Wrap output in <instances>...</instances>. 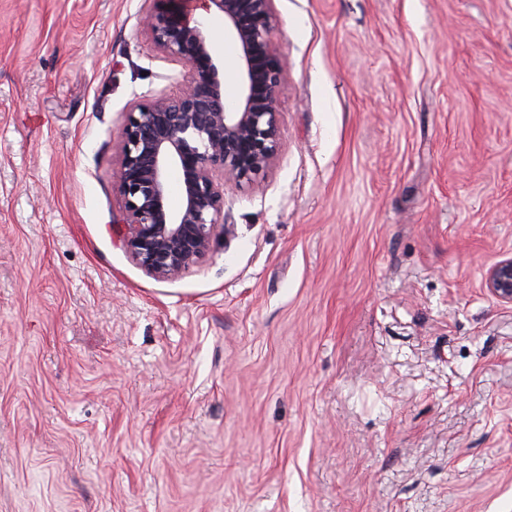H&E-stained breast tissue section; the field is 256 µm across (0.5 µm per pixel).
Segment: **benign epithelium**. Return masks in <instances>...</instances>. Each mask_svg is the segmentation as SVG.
Here are the masks:
<instances>
[{
    "mask_svg": "<svg viewBox=\"0 0 512 512\" xmlns=\"http://www.w3.org/2000/svg\"><path fill=\"white\" fill-rule=\"evenodd\" d=\"M142 25L152 47L184 66L179 91L133 102L125 112L117 190L121 241L157 278H173L224 231V190L250 185L280 150L276 95L285 64L272 41V0H145ZM224 21L238 49L239 94L224 95V64L206 18ZM181 175V203L169 206V177ZM484 287L512 305V255L485 273Z\"/></svg>",
    "mask_w": 512,
    "mask_h": 512,
    "instance_id": "benign-epithelium-1",
    "label": "benign epithelium"
}]
</instances>
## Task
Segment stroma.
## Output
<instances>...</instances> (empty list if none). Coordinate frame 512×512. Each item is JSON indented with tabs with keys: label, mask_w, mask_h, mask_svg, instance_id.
<instances>
[{
	"label": "stroma",
	"mask_w": 512,
	"mask_h": 512,
	"mask_svg": "<svg viewBox=\"0 0 512 512\" xmlns=\"http://www.w3.org/2000/svg\"><path fill=\"white\" fill-rule=\"evenodd\" d=\"M143 4L0 0V512H512V0H273L277 160L170 279ZM484 287L504 305H512V255H502L485 273Z\"/></svg>",
	"instance_id": "stroma-1"
}]
</instances>
